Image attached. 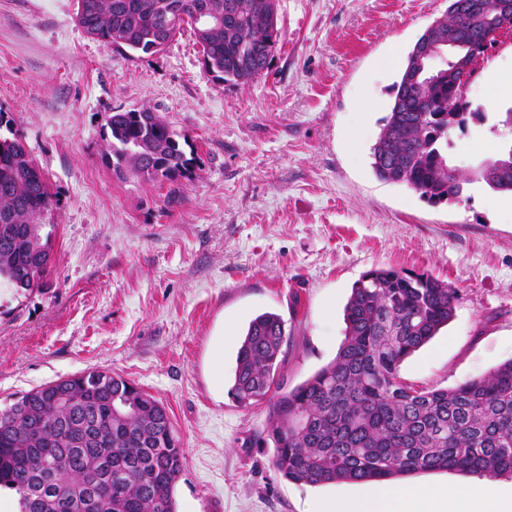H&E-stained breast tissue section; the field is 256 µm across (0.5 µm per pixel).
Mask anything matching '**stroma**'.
<instances>
[{"instance_id":"obj_1","label":"stroma","mask_w":512,"mask_h":512,"mask_svg":"<svg viewBox=\"0 0 512 512\" xmlns=\"http://www.w3.org/2000/svg\"><path fill=\"white\" fill-rule=\"evenodd\" d=\"M447 9L278 0L268 71L235 85L203 71L191 30L130 58L83 32L77 0H0V110L53 195L40 218L48 281L0 286V403L91 369L135 381L164 403L185 452L177 512H312L371 492L283 478L257 442L267 403L239 405L229 390L241 338L264 312L288 333L283 389L332 361L353 283L380 267L428 272L461 294L448 325L402 362L403 382L451 387L512 358V195L474 183L432 205L371 168L390 88ZM475 67L466 96L484 118L450 134L463 173L512 143L500 122L512 95L498 93L512 82V38ZM117 107L152 109L185 137L190 178L115 173L105 124Z\"/></svg>"}]
</instances>
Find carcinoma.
Segmentation results:
<instances>
[{
  "label": "carcinoma",
  "mask_w": 512,
  "mask_h": 512,
  "mask_svg": "<svg viewBox=\"0 0 512 512\" xmlns=\"http://www.w3.org/2000/svg\"><path fill=\"white\" fill-rule=\"evenodd\" d=\"M502 0H452L408 53L385 126L371 148L377 178L406 185L432 205L460 200L479 182L512 195V146L468 176L448 156L450 133L480 112H465L466 82L455 64L429 84L415 80L425 37L468 43L476 56L494 46L505 22ZM219 24L202 32L200 18ZM84 33L133 54L161 52L190 27L201 64L217 81L247 84L269 68L280 38L277 0H77ZM114 171L175 183L194 157L153 112L108 114ZM52 206L45 176L21 138L0 135V280L29 289L48 272L50 250L36 219ZM458 289L428 273L395 268L365 272L344 309L336 357L300 385L281 391L277 374L287 333L264 312L242 338L230 394L240 405L269 399L266 436L272 465L297 483L398 480L459 472L512 478V359L452 387L416 389L399 380L408 356L454 317ZM69 405L59 412L33 389L0 407V487L18 496L19 512H86L90 486L103 483L96 512H176L174 488L185 455L164 404L135 381L93 369L59 380ZM139 406L112 415L117 393Z\"/></svg>",
  "instance_id": "carcinoma-1"
}]
</instances>
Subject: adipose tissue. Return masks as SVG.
Wrapping results in <instances>:
<instances>
[{
  "instance_id": "obj_1",
  "label": "adipose tissue",
  "mask_w": 512,
  "mask_h": 512,
  "mask_svg": "<svg viewBox=\"0 0 512 512\" xmlns=\"http://www.w3.org/2000/svg\"><path fill=\"white\" fill-rule=\"evenodd\" d=\"M316 512H504L491 484L473 482L445 491L388 483L363 495L321 501Z\"/></svg>"
}]
</instances>
